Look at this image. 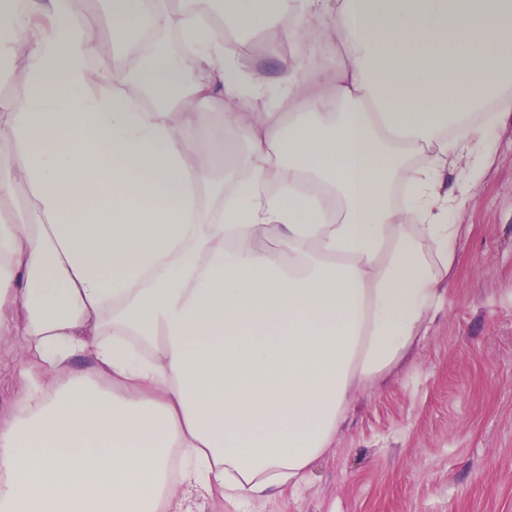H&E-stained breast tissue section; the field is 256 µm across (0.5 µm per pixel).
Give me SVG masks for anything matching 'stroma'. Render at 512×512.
Segmentation results:
<instances>
[{
    "mask_svg": "<svg viewBox=\"0 0 512 512\" xmlns=\"http://www.w3.org/2000/svg\"><path fill=\"white\" fill-rule=\"evenodd\" d=\"M306 27L301 70L327 78L336 25ZM269 110L286 109L284 64L267 43L243 55ZM495 159L462 225L446 304L413 357L385 384L356 393L309 480L233 510L177 487L185 512H512V125L494 128ZM20 341L0 343V413L21 389Z\"/></svg>",
    "mask_w": 512,
    "mask_h": 512,
    "instance_id": "35a3bbf8",
    "label": "stroma"
}]
</instances>
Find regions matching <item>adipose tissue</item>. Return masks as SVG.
<instances>
[{
  "label": "adipose tissue",
  "mask_w": 512,
  "mask_h": 512,
  "mask_svg": "<svg viewBox=\"0 0 512 512\" xmlns=\"http://www.w3.org/2000/svg\"><path fill=\"white\" fill-rule=\"evenodd\" d=\"M333 19L326 92L295 65L288 109L241 96L238 46L162 0H110L112 53L176 24L191 48L86 94L91 32L73 0H0V56L25 57L0 99V342L24 384L0 420V512H179L176 486L230 504L303 484L353 392L385 381L444 306L480 176L448 167L512 117V0H303ZM198 99L247 144L224 141ZM434 239L431 263L416 241ZM90 355L108 396L70 361ZM58 388L30 387L33 376ZM184 464L174 467V455Z\"/></svg>",
  "instance_id": "1"
}]
</instances>
